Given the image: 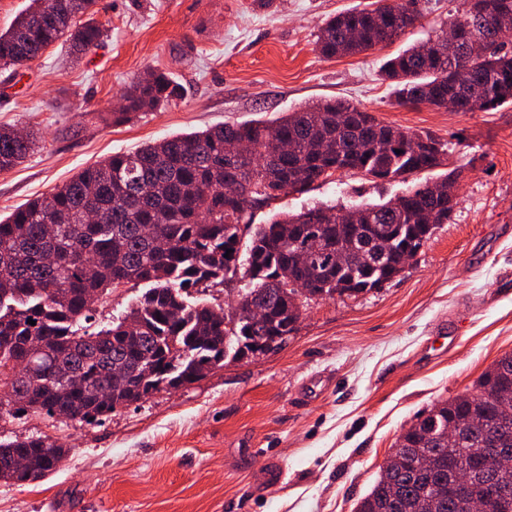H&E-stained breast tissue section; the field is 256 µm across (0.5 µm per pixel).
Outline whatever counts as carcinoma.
<instances>
[{
    "mask_svg": "<svg viewBox=\"0 0 512 512\" xmlns=\"http://www.w3.org/2000/svg\"><path fill=\"white\" fill-rule=\"evenodd\" d=\"M31 0L0 32V68L17 70L60 40L85 52L105 34L96 0ZM461 8L425 42L388 60L384 79L396 103L488 112L512 106V0H460ZM418 0H397L378 14L353 9L325 21L315 45L324 58L387 45L419 20ZM470 63L461 80L448 62V32ZM178 94L169 76L149 69L126 87L123 105L99 113L121 124L168 105ZM288 141L291 151L276 144ZM242 143L249 156L237 153ZM34 134L0 126V172L22 163ZM401 153H396V150ZM448 165V143L379 120L341 99H325L271 122L225 124L146 143L88 166L42 198L0 219V418L21 412L92 423L182 381H200L238 358L242 346L290 336L313 299L357 298L381 289L410 249L451 221L458 198L444 177L414 184L381 204L357 206L358 222H342L343 206L319 204L252 228L251 211L280 193L302 192L336 173L408 181ZM240 182L247 195L229 197ZM158 228L167 246L149 234ZM250 232L239 271V244ZM302 235L307 260L288 250ZM231 253H226V250ZM345 261L336 265V254ZM246 280L231 314L190 300L200 288ZM302 282L304 288L296 287ZM150 285L97 331L92 297L127 285ZM260 305L258 319L243 316ZM36 321L31 325L28 320ZM512 353L488 367L473 392L434 405L396 440L398 460L380 475L355 512H473L474 498L493 486L512 512V469L489 456L512 453ZM465 424L448 442V421ZM65 444L49 437L0 441V481L29 484L57 469Z\"/></svg>",
    "mask_w": 512,
    "mask_h": 512,
    "instance_id": "carcinoma-1",
    "label": "carcinoma"
}]
</instances>
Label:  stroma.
<instances>
[{
	"instance_id": "obj_1",
	"label": "stroma",
	"mask_w": 512,
	"mask_h": 512,
	"mask_svg": "<svg viewBox=\"0 0 512 512\" xmlns=\"http://www.w3.org/2000/svg\"><path fill=\"white\" fill-rule=\"evenodd\" d=\"M370 2L98 0L108 36L78 62L56 43L15 75L0 69V126L38 132L25 161L0 172L1 216L143 143L333 97L434 133L462 170L452 220L402 275L356 299L305 304L276 351L91 424L0 418L1 441L48 436L68 448L46 478L0 482V512H354L398 435L512 352V107L400 106L382 79L386 61L453 17L459 0H426L419 24L386 46L322 57L325 20ZM150 68L171 76L178 98L125 124L94 122L92 111L115 107ZM406 189L338 174L279 195L254 221Z\"/></svg>"
}]
</instances>
